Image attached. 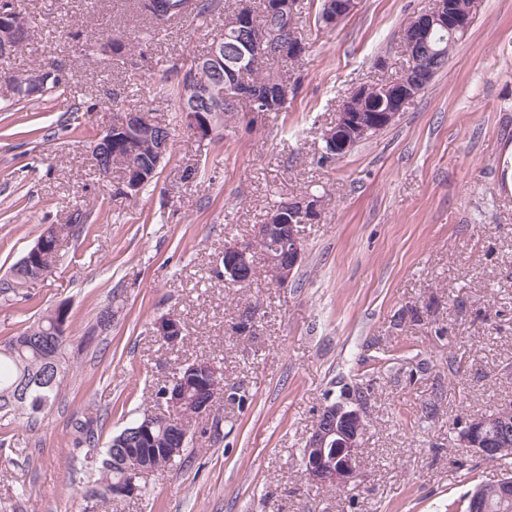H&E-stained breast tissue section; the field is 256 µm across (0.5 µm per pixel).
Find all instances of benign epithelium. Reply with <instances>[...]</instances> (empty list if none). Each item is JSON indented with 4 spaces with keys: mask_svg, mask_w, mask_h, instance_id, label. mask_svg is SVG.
Instances as JSON below:
<instances>
[{
    "mask_svg": "<svg viewBox=\"0 0 512 512\" xmlns=\"http://www.w3.org/2000/svg\"><path fill=\"white\" fill-rule=\"evenodd\" d=\"M473 5L463 7L454 0H430L426 9L411 17L408 26L418 33L415 46L424 52H431L429 43L434 29L443 28L455 34L470 28L473 22ZM240 34L248 53L232 61L237 69L245 63L255 66L271 52L281 50L272 37L252 25L251 18L244 15L232 22ZM28 27L27 17L6 7L0 8V52L7 54L14 48L15 35L21 28ZM224 54L223 42L216 40L208 56L197 57L199 67L208 68L221 59ZM430 69L419 65V55H414L410 70L398 73L383 87L373 88L371 84L355 87L348 100L363 99L373 90L384 96L388 107L381 112H341L336 127L323 133V141L329 154L342 157L359 143L371 138L389 126L400 112L414 100L431 82ZM242 96V90L230 85L217 90L204 79L195 76L186 82L183 93L182 111L186 114L189 130L199 136L207 137L213 130L212 113L197 112L195 105L202 99L210 98L215 102L217 112L224 108H235L236 101ZM124 123L139 133L147 131L149 121L141 109L123 110ZM321 200L317 196H304L296 200V205L286 212L269 214L266 222L258 225L256 238L272 243V249L264 254L266 265L273 269L274 281L283 284L290 280L300 266L303 257L299 227L311 224L320 216ZM254 261V250L250 242H236L224 246V283L230 286H246ZM183 329L173 315L165 316L155 322V335L168 342L178 341ZM161 411L175 417L183 404L179 392L166 386L160 395ZM496 425L506 430L512 424V409L505 407L500 411L469 420L457 432L455 444L460 448L485 456L491 448L484 447L476 436L485 427ZM365 431V411L360 399L344 396L342 399L325 406L320 412L306 444L304 460L306 472L311 482L320 485L346 487L355 481L358 469V449Z\"/></svg>",
    "mask_w": 512,
    "mask_h": 512,
    "instance_id": "obj_1",
    "label": "benign epithelium"
}]
</instances>
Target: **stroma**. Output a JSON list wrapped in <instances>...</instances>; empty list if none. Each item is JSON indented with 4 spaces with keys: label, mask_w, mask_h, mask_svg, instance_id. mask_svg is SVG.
Listing matches in <instances>:
<instances>
[{
    "label": "stroma",
    "mask_w": 512,
    "mask_h": 512,
    "mask_svg": "<svg viewBox=\"0 0 512 512\" xmlns=\"http://www.w3.org/2000/svg\"><path fill=\"white\" fill-rule=\"evenodd\" d=\"M15 2L35 26L15 69L59 59L70 84L0 112V278L47 226L66 231L29 301L0 303V341L65 305L70 373L44 419L0 416V512H83L98 468L75 445L77 424L94 421L106 448L151 410L157 384L199 358L239 401L217 397L189 420L181 459L148 475L142 496L96 512H446L512 473L511 458L487 461L450 438L454 422L512 402V0H478L428 88L330 162L319 159L323 131L353 88L396 76L404 26L427 0H359L332 31L315 25L320 0H303L297 94L281 112L239 110L204 140L156 86L177 85L173 63L223 37V13L170 24L114 61L85 46L148 27L133 0ZM112 104L174 131L148 192L120 193L93 166ZM307 193L321 197V217L301 225L288 283L261 270L249 287H226L214 274L225 245ZM249 308L255 328L239 332ZM169 314L185 324L173 348L153 334ZM349 391L366 396L360 474L341 490L313 485L302 449L321 409Z\"/></svg>",
    "instance_id": "1"
}]
</instances>
